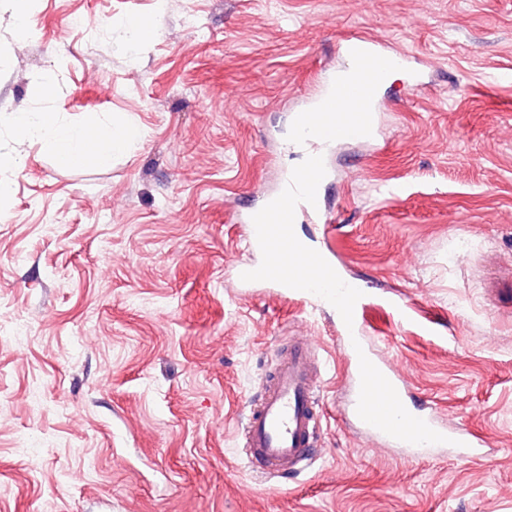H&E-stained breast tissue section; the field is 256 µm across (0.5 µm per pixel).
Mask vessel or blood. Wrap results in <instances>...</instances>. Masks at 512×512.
<instances>
[{"mask_svg":"<svg viewBox=\"0 0 512 512\" xmlns=\"http://www.w3.org/2000/svg\"><path fill=\"white\" fill-rule=\"evenodd\" d=\"M359 52L374 63L396 56L407 63L408 54L395 53L381 39L354 34L343 40L344 54ZM367 82L338 83L326 78L314 105L321 112L336 113L345 103L368 100ZM343 126L316 131L302 128L298 143L307 150L305 171L289 176L278 198L282 210L250 207L244 216L252 250L264 255L262 265H238L240 283L261 280L281 288L289 298L306 301L315 294L330 295L337 308L344 355L354 364L353 390L341 412L377 444L400 451L409 459L443 450L473 461L484 458L483 437L463 428L443 427L435 412H420L407 403L408 384L403 375L382 357L370 352L359 334L360 307L366 288L343 280L329 252L302 243L292 220L306 212L329 222L320 192L325 179L322 148L325 142L346 138ZM317 347L303 339L292 341L266 379L263 391L248 407L242 424L250 471L258 476L293 473L314 458L318 428L317 381L321 367L315 361Z\"/></svg>","mask_w":512,"mask_h":512,"instance_id":"1","label":"vessel or blood"}]
</instances>
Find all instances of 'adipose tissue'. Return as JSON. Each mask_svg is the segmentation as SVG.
<instances>
[{
	"mask_svg": "<svg viewBox=\"0 0 512 512\" xmlns=\"http://www.w3.org/2000/svg\"><path fill=\"white\" fill-rule=\"evenodd\" d=\"M12 123L21 137L43 144L65 166L87 161L107 165L138 137L131 126L117 131L88 127L64 122L54 112H20Z\"/></svg>",
	"mask_w": 512,
	"mask_h": 512,
	"instance_id": "ef3b65f1",
	"label": "adipose tissue"
}]
</instances>
